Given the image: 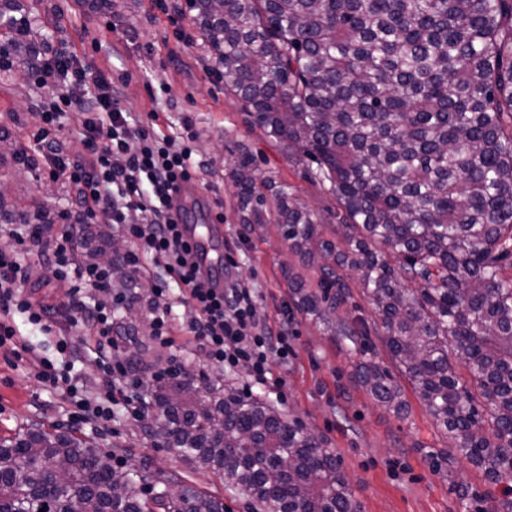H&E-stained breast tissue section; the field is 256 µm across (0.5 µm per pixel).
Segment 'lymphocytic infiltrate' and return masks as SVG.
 I'll return each instance as SVG.
<instances>
[{"label":"lymphocytic infiltrate","instance_id":"obj_1","mask_svg":"<svg viewBox=\"0 0 512 512\" xmlns=\"http://www.w3.org/2000/svg\"><path fill=\"white\" fill-rule=\"evenodd\" d=\"M30 74L34 84L49 91L38 112L48 138L36 167L50 180L63 179L76 187L72 223L89 226L109 217L112 223L122 225L131 243L135 273H143L148 260L164 264L171 285L152 291L148 306L152 343L170 348L176 341L169 300L171 288H178L191 313L183 330L208 361L225 372L247 370L255 384L266 383L270 359L284 362L293 355L291 339L287 330L274 334L261 326L256 289L237 280L220 286L212 275L200 271L173 211L179 184L191 180L194 171L190 146L156 131L158 113H151L149 123L136 121L103 83L99 71L77 56L60 52L38 59ZM71 84L91 85L95 91L76 105L65 93ZM68 114L74 116L86 148L78 159L71 157L66 140L57 135ZM132 210L142 214V223H127L126 214ZM23 232L31 246L48 247L50 277L65 289L62 307L66 318L70 326L88 329L94 341L102 374L100 392L94 398L84 392L73 373L78 351L66 337L56 339L61 362L35 355L13 315L26 314L32 325L48 333L52 330L50 312L23 288L20 257L3 251L0 349L32 365L35 378L59 394L75 425L110 422L112 407L119 399L124 400L132 418H139L141 383L130 379L129 362L117 353L116 313L126 298L120 294L102 300L91 297L92 291L110 288L111 270L77 264L76 239L56 225L28 224Z\"/></svg>","mask_w":512,"mask_h":512}]
</instances>
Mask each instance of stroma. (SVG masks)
Returning <instances> with one entry per match:
<instances>
[{"label":"stroma","instance_id":"35a3bbf8","mask_svg":"<svg viewBox=\"0 0 512 512\" xmlns=\"http://www.w3.org/2000/svg\"><path fill=\"white\" fill-rule=\"evenodd\" d=\"M185 4L186 0H115L111 14L91 15L76 0H40V26L48 36L45 52L68 50L84 56L133 115L144 121L149 113L159 112L163 133L179 137L192 131L195 182L214 212L223 216L222 223L212 227L217 255L234 260L225 275L259 289L260 317L274 328L282 317H289L293 334L294 356L285 363L271 359L266 385H253L243 370L231 376V383L252 390L286 417L299 419L335 448L362 512H470L458 486L484 489L483 472L461 457L434 468L435 458L447 454L449 441L413 389L405 391L409 410L404 417L380 406L355 381L354 357L320 323L294 307L285 269L298 265L299 259L289 254L275 227L253 232L240 224L238 199L228 177L238 145L252 150L262 173L292 186L310 206L323 209L333 206L334 200L307 180L302 167L289 161L260 130L250 127L237 99L225 94L217 65L206 57ZM30 69V60L17 58L11 71L0 72V134L21 151L37 146L40 130L38 104L43 93L32 85ZM186 116L192 122L188 130L182 126ZM8 185L20 208L45 209L57 223H65L74 201L68 182L27 174L9 178ZM0 249L23 254L34 298L53 307V320H60L57 308L63 291L46 287L44 256L31 252L28 241L9 236L0 237ZM135 313L132 320L123 314L117 317L120 332L139 336L138 343L123 344L126 358L151 357L159 371L168 367L173 353L196 371L218 375L217 366L184 344L172 353L146 352L149 337L142 327L150 318L142 303ZM31 424L75 432L111 454L120 469L141 466L152 479L179 473L186 482L223 498L226 512H253L245 494L226 491L218 475L161 447L123 405L114 406L107 426H73L58 394L39 383L27 364H14L12 357L0 352V437L13 436Z\"/></svg>","mask_w":512,"mask_h":512}]
</instances>
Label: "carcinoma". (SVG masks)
Masks as SVG:
<instances>
[{
  "label": "carcinoma",
  "mask_w": 512,
  "mask_h": 512,
  "mask_svg": "<svg viewBox=\"0 0 512 512\" xmlns=\"http://www.w3.org/2000/svg\"><path fill=\"white\" fill-rule=\"evenodd\" d=\"M224 91L337 207L257 173L238 147L240 223L274 224L315 274L288 268L297 309L357 356L355 379L398 417L404 377L457 455L491 486L473 512H512V0H187ZM37 17L0 0V50L32 56ZM3 224H51L0 193ZM112 239L82 243L90 266ZM112 287H139L112 253ZM375 317L358 308L353 284ZM380 341L393 367L374 359ZM153 437L261 512H361L336 451L258 397L205 374L157 378ZM40 426L0 438V512H225L170 474ZM488 501L493 507H482Z\"/></svg>",
  "instance_id": "cac0c4a2"
}]
</instances>
